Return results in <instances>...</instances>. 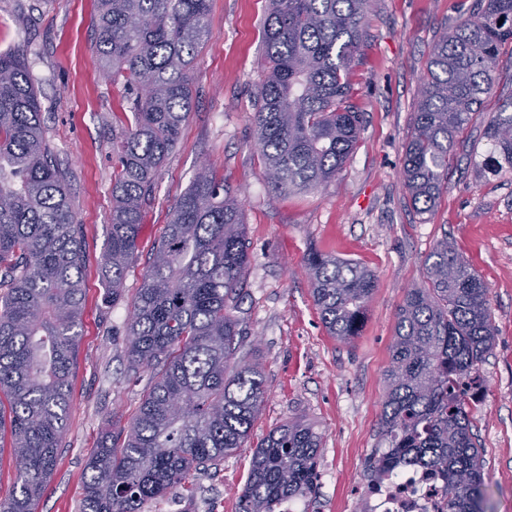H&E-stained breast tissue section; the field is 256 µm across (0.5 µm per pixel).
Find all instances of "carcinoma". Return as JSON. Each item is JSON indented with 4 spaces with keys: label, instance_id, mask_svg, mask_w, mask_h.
I'll use <instances>...</instances> for the list:
<instances>
[{
    "label": "carcinoma",
    "instance_id": "carcinoma-1",
    "mask_svg": "<svg viewBox=\"0 0 512 512\" xmlns=\"http://www.w3.org/2000/svg\"><path fill=\"white\" fill-rule=\"evenodd\" d=\"M263 24L266 78L255 101L265 175L286 193L324 186L350 158L362 117L350 104V63L365 37L368 0H272ZM210 0H97L100 75L122 86L131 120L112 128L111 233L101 274L122 299L145 207L191 109L190 72L212 38ZM512 43V0H474L443 31L421 80L402 176L419 215L448 187L458 137L492 94L496 60ZM486 166L512 170V96L489 113ZM67 174L43 131L35 82L20 53L0 54V450L16 477L0 512H37L67 429L70 379L84 309L81 225ZM249 265L235 193L208 167L172 209L131 304L129 367L152 373L132 423L106 433L87 464L80 512H141L248 441L267 385L248 360L241 304ZM328 333L358 335L377 288L355 262L305 259ZM494 340L488 289L438 240L425 281L397 315L382 407L384 450L371 482L400 464L437 469L445 512H485L483 449L471 433L467 388ZM321 435L303 417L256 444L240 512H281L317 489Z\"/></svg>",
    "mask_w": 512,
    "mask_h": 512
}]
</instances>
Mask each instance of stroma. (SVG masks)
Returning <instances> with one entry per match:
<instances>
[{
	"mask_svg": "<svg viewBox=\"0 0 512 512\" xmlns=\"http://www.w3.org/2000/svg\"><path fill=\"white\" fill-rule=\"evenodd\" d=\"M96 2L0 0V52L24 53L84 233L85 308L68 431L37 512H79L89 458L105 433L130 424L141 402L150 373L128 369V311L175 203L204 164L237 190L250 241L241 311L268 386L252 437L300 416L322 436L307 512H364L396 314L407 290L422 285L424 260L443 237L488 286L495 340L477 365L483 388L472 432L484 450L485 512H512V172H475L468 145L487 150L475 123L461 136L448 188L431 213H415L402 178L430 50L441 29L467 17L473 0H370L352 63L351 103L362 115L355 149L327 186L281 195L266 181L254 122L269 0H212L213 36L191 75V112L145 209L137 259L117 303L100 262L110 236L112 126L125 103L95 61ZM312 251L360 263L377 279L350 341L322 324L304 267ZM252 455L237 449L199 475L195 494L173 489L144 512H239Z\"/></svg>",
	"mask_w": 512,
	"mask_h": 512,
	"instance_id": "1",
	"label": "stroma"
}]
</instances>
